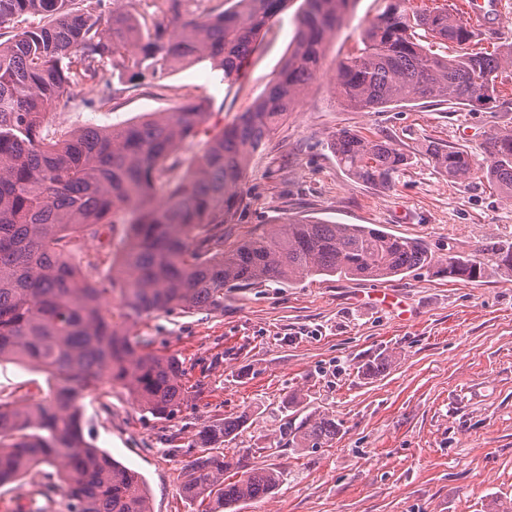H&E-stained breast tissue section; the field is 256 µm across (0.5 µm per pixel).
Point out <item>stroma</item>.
<instances>
[{"label": "stroma", "instance_id": "35a3bbf8", "mask_svg": "<svg viewBox=\"0 0 512 512\" xmlns=\"http://www.w3.org/2000/svg\"><path fill=\"white\" fill-rule=\"evenodd\" d=\"M300 4L289 0L262 30L235 84H224L209 63L177 64L124 92L127 73L117 59L96 88L75 89L49 109L47 126L58 133L122 126L189 103L204 105L209 125H228L292 50ZM385 6L354 0L346 28L327 44L321 75L252 156L246 207L225 225L226 242L313 217L376 224L423 240L441 258L512 243V198L478 175L450 181L426 152L434 142L478 153L492 134L512 129V67L498 79L497 101L483 107L420 99L364 112L342 103L334 70ZM344 129L389 137L409 165L388 187L355 180L330 147ZM130 332L180 358L187 403L161 419L114 385L105 396L87 395L83 410L95 445L145 481L152 512H196L180 493L196 434L242 413L248 423L224 454L281 468L284 480L241 512H494L497 502H512V272L493 268L477 281L426 271L388 281L315 276L234 288L223 310L158 313ZM382 352L389 370L365 375ZM48 393L46 374L0 362V397ZM292 396L297 405L283 412ZM313 412L341 422L333 447L304 454L281 447L288 416Z\"/></svg>", "mask_w": 512, "mask_h": 512}]
</instances>
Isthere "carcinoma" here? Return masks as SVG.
Wrapping results in <instances>:
<instances>
[{
	"instance_id": "cac0c4a2",
	"label": "carcinoma",
	"mask_w": 512,
	"mask_h": 512,
	"mask_svg": "<svg viewBox=\"0 0 512 512\" xmlns=\"http://www.w3.org/2000/svg\"><path fill=\"white\" fill-rule=\"evenodd\" d=\"M113 2L107 12L105 0H0V29L34 18L0 41V362H24L54 379L41 401L0 398V487L33 474L35 494L48 503L64 497L67 512H151L141 476L87 439L82 419L85 396L106 384L122 386L159 418L184 405L183 363L148 350L128 332L129 321L222 309L226 289L302 277L383 280L433 269L476 281L493 266L512 271V245L442 260L418 239L310 219L224 245V225L244 206L250 156L318 77L325 44L343 28L353 0H302L294 47L267 90L190 156L185 149L208 117L199 104L109 129L46 131L48 108L76 86L95 85L105 61L116 57L132 81L176 63L209 62L224 82H236L287 0L195 9L190 0H158L161 18L145 32L121 0ZM409 2L387 0L363 29L359 53L339 64L343 102L376 112L424 98L468 106L496 99L512 45L504 55L439 56L422 41L461 47L478 42L479 33L446 8L417 10ZM331 147L353 178L375 187L390 186L408 165L385 136L341 131ZM428 154L448 179L464 182L480 171L512 196V129L496 133L481 159L436 143ZM117 222L125 231L110 264L82 252L103 225ZM246 421L230 415L197 433L200 452L181 492L192 502H214L208 512H236L282 483L283 471L273 467L225 477L233 463L215 445L234 440ZM340 432L325 413L285 426L295 450L331 447Z\"/></svg>"
}]
</instances>
